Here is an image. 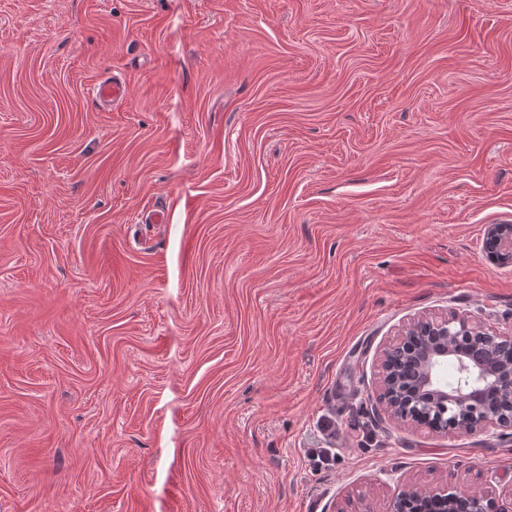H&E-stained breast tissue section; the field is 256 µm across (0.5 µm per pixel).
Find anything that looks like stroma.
I'll use <instances>...</instances> for the list:
<instances>
[{"instance_id":"35a3bbf8","label":"stroma","mask_w":512,"mask_h":512,"mask_svg":"<svg viewBox=\"0 0 512 512\" xmlns=\"http://www.w3.org/2000/svg\"><path fill=\"white\" fill-rule=\"evenodd\" d=\"M490 224L512 0H0V512L511 491V433L376 397L413 318L512 326Z\"/></svg>"}]
</instances>
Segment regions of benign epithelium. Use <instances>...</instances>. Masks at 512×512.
<instances>
[{"label": "benign epithelium", "instance_id": "1", "mask_svg": "<svg viewBox=\"0 0 512 512\" xmlns=\"http://www.w3.org/2000/svg\"><path fill=\"white\" fill-rule=\"evenodd\" d=\"M484 247L503 267L512 266V224H490ZM377 391L387 417L435 433L477 434L512 428V331L500 332L465 315L421 316L383 346L377 360ZM497 389L499 408L481 404L485 386ZM413 499L421 512H512V490L496 499L480 491H398L389 512H402Z\"/></svg>", "mask_w": 512, "mask_h": 512}]
</instances>
